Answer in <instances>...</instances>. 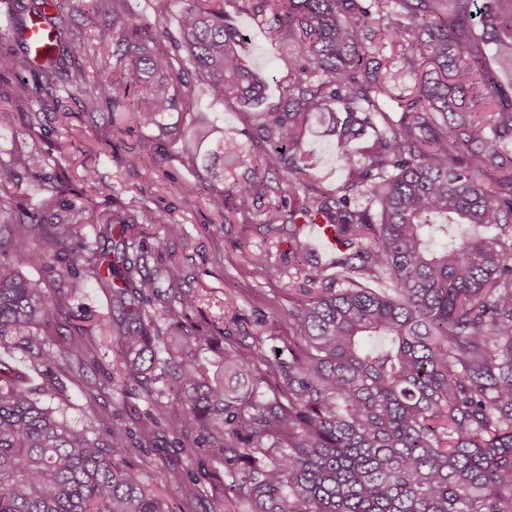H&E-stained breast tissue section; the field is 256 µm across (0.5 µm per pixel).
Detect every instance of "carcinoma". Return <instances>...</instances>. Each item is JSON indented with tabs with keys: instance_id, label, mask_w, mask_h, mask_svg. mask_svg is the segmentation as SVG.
<instances>
[{
	"instance_id": "carcinoma-1",
	"label": "carcinoma",
	"mask_w": 512,
	"mask_h": 512,
	"mask_svg": "<svg viewBox=\"0 0 512 512\" xmlns=\"http://www.w3.org/2000/svg\"><path fill=\"white\" fill-rule=\"evenodd\" d=\"M90 2L112 16L118 70L98 66L70 20L36 8L54 54L38 64L25 41L0 57L29 124L42 89L76 88L93 115L118 104L125 81L135 93L131 119L149 130L182 111L191 74L227 103L260 107L264 85L235 23L246 15L286 49L290 78L281 100L258 112L254 153L243 155L233 138L212 151L246 157L250 176L210 185L209 206L222 214L235 200L245 213L275 195L266 231H288L296 274L309 284L330 275L306 256L307 223L333 227L362 265L336 259L343 287L322 288L288 311V358L259 344L226 346L207 377L194 352L219 339L191 334L178 343L155 334L157 315L145 305L156 282L135 242L120 238L109 257L77 235V225L92 222L108 236L126 216L89 217L87 207L52 196L42 209L64 214L47 222L0 197V224L21 248L17 261L0 262V348L21 346L48 371L63 360L73 370L87 330L58 350L51 330L84 283L51 294L20 270L65 250L112 292L127 323L117 337L120 375L109 387L170 367L179 405L170 412L149 391L156 410L139 436L114 427L102 441L96 420L73 428L42 404L59 385L29 388L0 362V512H170L119 467L163 421L186 457L206 450L224 459V497L244 500L250 512H512V94L489 81L480 48L512 47V0H184L176 37L167 27L175 0H153V35L126 0ZM160 37L169 48H158ZM375 39L398 51L403 70L421 72L413 92L397 97L396 120L384 104L395 74L368 46ZM325 115L353 175L331 196L306 183L313 163L297 150L311 120ZM376 115L383 127L366 163L351 142ZM33 160L18 152L0 164V189ZM359 189L363 208L351 204ZM366 278L390 287L369 288ZM262 366L280 389L271 399L254 388Z\"/></svg>"
}]
</instances>
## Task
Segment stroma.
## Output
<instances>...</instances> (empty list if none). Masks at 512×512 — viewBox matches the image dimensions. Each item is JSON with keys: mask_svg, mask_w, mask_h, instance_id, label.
<instances>
[{"mask_svg": "<svg viewBox=\"0 0 512 512\" xmlns=\"http://www.w3.org/2000/svg\"><path fill=\"white\" fill-rule=\"evenodd\" d=\"M60 12L82 28L88 48L102 62L112 59L115 33H104L101 19H88L86 0H57ZM237 25L243 35L249 59L266 85L268 104H276L288 83V71L279 51L249 18L241 16ZM186 92L190 109L165 117L162 128L150 131L159 151L154 160L140 162L134 150L142 133L134 130L124 143L111 144L113 125L129 126L128 113L104 111L88 115L81 110L77 90L57 91L46 97L45 110L38 124L28 122L26 113L10 111L0 100V112H11L10 122L0 123V163H6L17 151L33 153L32 170L20 173L8 200L11 205L38 211L52 188H60L64 200L91 202L97 211L121 212L131 220L128 233L144 244L147 269L156 276L163 295L169 296L171 314L159 320L161 335H184L196 330L218 332L232 324V341L245 346L262 343L265 349L280 348L281 336L288 333V311L303 286L294 268L288 264V241L272 246L264 235L262 212L236 210L223 216L213 212L203 187L209 178L202 161L178 157L171 140L186 135L193 125L201 124L212 138L234 137L247 142L253 115L226 105L208 85L192 80ZM305 153L318 158L309 181L322 192L333 194L348 181L349 174L338 160L336 138L321 125L308 130L302 143ZM93 169L96 188L82 180L85 169ZM167 212L182 232L167 235L163 226L152 223L155 212ZM268 251L267 268L251 267L250 253ZM50 291L66 289L69 280L84 281L83 290L71 297L73 320L64 323L59 335L77 333L79 326L107 322L108 330L95 331L76 382H65L62 396L51 402L57 415L71 426L82 427L97 419L100 436L112 427L137 429L145 421L151 405L146 392L170 401L171 379L163 369L149 375L148 389L110 390L107 378L117 363V348L112 339L121 325L112 318V296L100 288L85 265L69 266L65 254L53 253L46 269L28 270ZM193 297L194 306L182 309L172 300V288ZM175 466L186 472L185 483L167 485L158 478L159 467ZM123 468L147 482L155 494L174 512H247L245 503L225 500L212 493L205 471H223L224 466L210 456L187 460L164 428H157L153 442L126 457Z\"/></svg>", "mask_w": 512, "mask_h": 512, "instance_id": "stroma-1", "label": "stroma"}]
</instances>
